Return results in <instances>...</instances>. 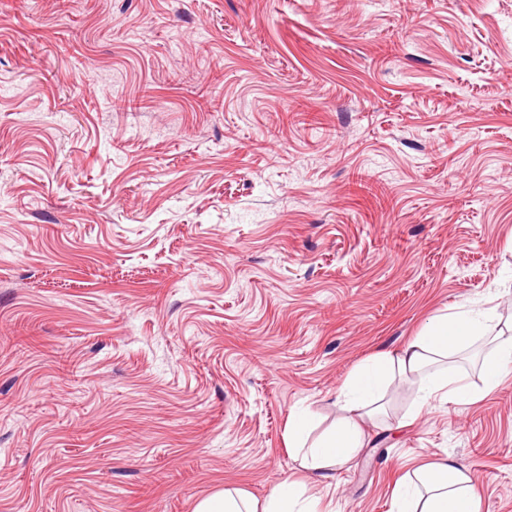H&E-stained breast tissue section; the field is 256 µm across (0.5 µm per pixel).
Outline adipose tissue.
<instances>
[{
	"label": "adipose tissue",
	"instance_id": "1",
	"mask_svg": "<svg viewBox=\"0 0 512 512\" xmlns=\"http://www.w3.org/2000/svg\"><path fill=\"white\" fill-rule=\"evenodd\" d=\"M490 318L479 309L444 313L399 350L379 354L358 366L336 394L341 412L337 426L314 443H307L309 421L294 413L288 420L289 446L301 467L314 479H334L365 445L361 421L371 416L373 405L398 379L417 384L419 406L431 402H473L492 391L512 369V336H491L493 347L484 360V388H471L465 377L447 370H430L434 358L447 357L474 341L490 336ZM470 475L447 457H436L408 473L396 486V512H482L480 500L470 490ZM196 512H322L321 501L305 496L301 482L285 477L264 501L244 491L227 490L202 500Z\"/></svg>",
	"mask_w": 512,
	"mask_h": 512
}]
</instances>
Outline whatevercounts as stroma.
I'll return each mask as SVG.
<instances>
[{"label":"stroma","instance_id":"obj_1","mask_svg":"<svg viewBox=\"0 0 512 512\" xmlns=\"http://www.w3.org/2000/svg\"><path fill=\"white\" fill-rule=\"evenodd\" d=\"M469 308L512 331V0H0V512L265 499ZM416 403L329 512L446 454L512 512V379Z\"/></svg>","mask_w":512,"mask_h":512}]
</instances>
